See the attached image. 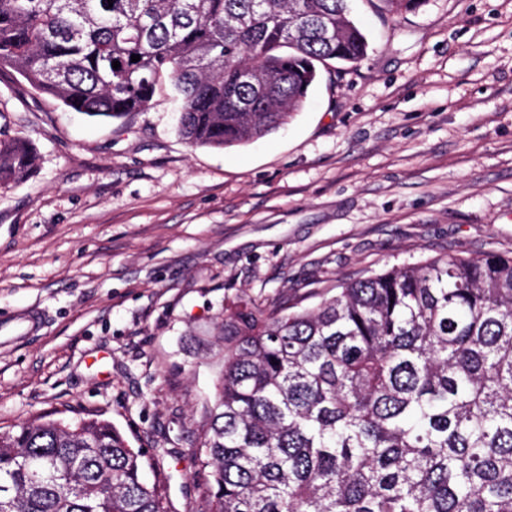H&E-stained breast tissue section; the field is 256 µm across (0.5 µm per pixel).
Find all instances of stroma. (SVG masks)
Returning a JSON list of instances; mask_svg holds the SVG:
<instances>
[{
	"instance_id": "obj_1",
	"label": "stroma",
	"mask_w": 512,
	"mask_h": 512,
	"mask_svg": "<svg viewBox=\"0 0 512 512\" xmlns=\"http://www.w3.org/2000/svg\"><path fill=\"white\" fill-rule=\"evenodd\" d=\"M367 55L319 65L303 107L223 149L179 135L169 81L90 117L0 74V132L34 167L0 181V431L107 419L168 512H209L198 456L219 349L190 336L248 298L313 306L440 256L512 252V0H349Z\"/></svg>"
}]
</instances>
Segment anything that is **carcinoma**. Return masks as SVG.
<instances>
[{
  "label": "carcinoma",
  "instance_id": "obj_1",
  "mask_svg": "<svg viewBox=\"0 0 512 512\" xmlns=\"http://www.w3.org/2000/svg\"><path fill=\"white\" fill-rule=\"evenodd\" d=\"M348 2L0 0V71L109 119L144 111L165 75L183 139L222 149L298 111L315 62L366 55ZM383 2L394 15L422 0ZM35 160L0 138L1 180ZM216 341L210 512H512V254L384 269L314 308L239 299ZM0 512L166 505L141 451L82 418L0 433Z\"/></svg>",
  "mask_w": 512,
  "mask_h": 512
}]
</instances>
